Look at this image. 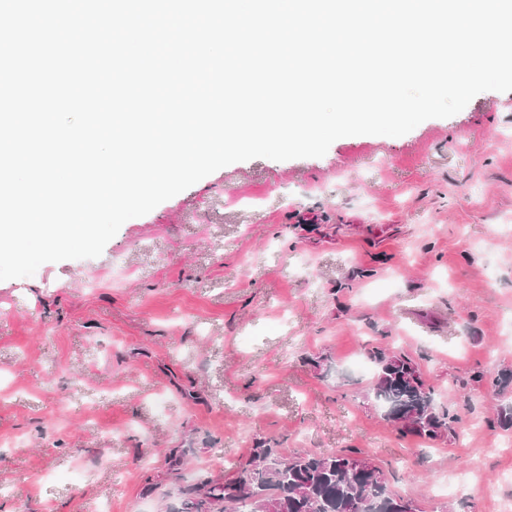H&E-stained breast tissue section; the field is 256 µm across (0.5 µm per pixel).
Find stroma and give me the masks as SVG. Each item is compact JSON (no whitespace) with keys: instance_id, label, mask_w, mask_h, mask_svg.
I'll use <instances>...</instances> for the list:
<instances>
[{"instance_id":"obj_1","label":"stroma","mask_w":512,"mask_h":512,"mask_svg":"<svg viewBox=\"0 0 512 512\" xmlns=\"http://www.w3.org/2000/svg\"><path fill=\"white\" fill-rule=\"evenodd\" d=\"M377 347L419 362L469 436L386 421ZM505 368L512 91H485L399 137L227 165L99 257L0 281V512H165L260 439L361 449L422 512H505ZM468 468L459 495L433 493Z\"/></svg>"}]
</instances>
